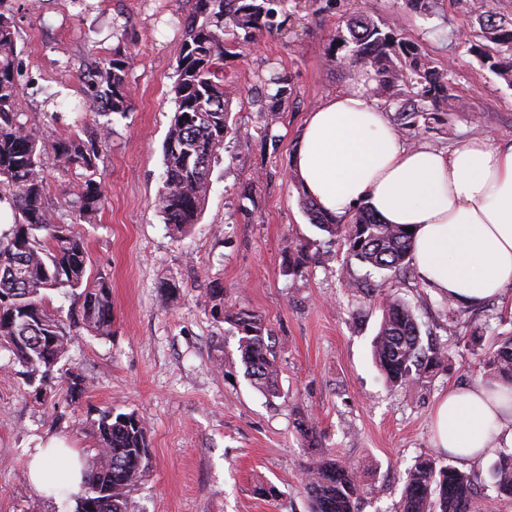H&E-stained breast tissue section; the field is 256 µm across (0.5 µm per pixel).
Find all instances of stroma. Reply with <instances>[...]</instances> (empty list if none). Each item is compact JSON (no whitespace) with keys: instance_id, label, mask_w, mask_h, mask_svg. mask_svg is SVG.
Here are the masks:
<instances>
[{"instance_id":"35a3bbf8","label":"stroma","mask_w":512,"mask_h":512,"mask_svg":"<svg viewBox=\"0 0 512 512\" xmlns=\"http://www.w3.org/2000/svg\"><path fill=\"white\" fill-rule=\"evenodd\" d=\"M471 2L434 0L424 12L413 0H289L285 30L224 61L228 132L199 220L178 238L155 199L175 110L179 22L195 0H0L17 31L23 119L45 132V146L78 118L70 106L84 98L99 59L118 47L134 54L131 108L113 115L97 162L104 208L74 222L75 175L46 169L48 201L84 239L88 275H109L112 334L79 329L40 392L0 347V512H75L77 498L61 491L57 471L37 487L28 462L39 444L60 437L92 463L95 422L106 409L136 413L148 427L151 466L130 494L131 512H310L302 415L324 452L358 466L361 512H394L404 470L436 451L434 404L450 387L482 383L486 348L512 334V291L481 307H452L418 277L347 260L345 246L311 224L291 159L307 112L346 85L344 65L327 62L328 38L354 15L422 46L469 106L405 130L408 144L511 139L512 87L471 50L480 32ZM274 72L290 95L269 126L254 95ZM245 138L249 147H240ZM300 251L308 261L295 276L288 260ZM216 285L224 290L218 309L208 300ZM385 292L416 305L423 336L448 349L434 375L404 387H387L372 359ZM239 310L268 329L277 397L255 388L241 362L225 318ZM72 374L86 379L76 401ZM260 487L268 496L257 495Z\"/></svg>"}]
</instances>
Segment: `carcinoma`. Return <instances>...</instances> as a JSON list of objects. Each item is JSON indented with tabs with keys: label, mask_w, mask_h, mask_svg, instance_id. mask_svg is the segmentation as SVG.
Instances as JSON below:
<instances>
[{
	"label": "carcinoma",
	"mask_w": 512,
	"mask_h": 512,
	"mask_svg": "<svg viewBox=\"0 0 512 512\" xmlns=\"http://www.w3.org/2000/svg\"><path fill=\"white\" fill-rule=\"evenodd\" d=\"M285 0H196L195 13L184 21L174 94L175 111L164 143V181L156 207L167 224L181 233L196 223L209 186V168L224 146L229 112L224 104V56L234 45L230 33L246 43L260 34L283 28ZM481 41L471 50L512 86V20L500 16L496 3L473 0ZM374 71L376 93L394 105L398 128L416 126L422 118L439 122L463 109L449 93L447 74L431 66L422 50L397 38L371 17H355L346 32L330 40L328 62L338 52ZM132 53L117 49L100 60L92 95L75 105L88 111L101 105L106 118L99 131L86 138L73 132L58 137L54 161L70 171L80 169L71 203L72 216L86 219L103 204L96 180V160L102 136L109 133L113 114L130 108L126 73ZM16 32L12 18L0 12V205L16 216L0 235V344L8 346L13 362L31 384L51 383L58 364L82 326L96 336L112 335V290L107 274L86 278L87 251L70 226L57 221L47 202L44 176L47 155L44 134L21 121L23 92L17 79ZM288 87L271 74L257 95L267 124L275 121ZM312 224L347 246L348 258L396 277L410 273L413 234L406 227L385 224L367 206L359 207L348 224L324 216L309 198L302 200ZM65 290L74 297L77 317L61 319L46 303L47 292ZM382 319L372 340L375 363L384 381L404 386L442 366L448 355L440 348L424 349L416 306L388 294L381 301ZM239 335L240 357L247 374L263 393L279 392L277 366L262 319L248 311L227 315ZM484 383L512 381V335L485 353ZM97 455L78 498L77 512H129L130 492L149 469V439L144 421L135 413L99 414ZM453 455L418 458L405 471L404 489L395 512H475L478 482L485 480L497 495L512 498V448H502L486 477L453 465ZM311 512H360L362 497L357 468L319 454L305 468Z\"/></svg>",
	"instance_id": "carcinoma-1"
}]
</instances>
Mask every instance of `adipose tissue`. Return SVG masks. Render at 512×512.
Segmentation results:
<instances>
[{
  "label": "adipose tissue",
  "mask_w": 512,
  "mask_h": 512,
  "mask_svg": "<svg viewBox=\"0 0 512 512\" xmlns=\"http://www.w3.org/2000/svg\"><path fill=\"white\" fill-rule=\"evenodd\" d=\"M344 90L308 112L292 167L323 214L347 222L366 204L385 223L414 229L421 281L451 304L475 305L512 289V140L472 137L448 150L410 146L376 95L372 70L351 64ZM436 447L473 464L512 447V384L452 388L432 411ZM80 486L77 452L52 438L35 448L34 483L47 466Z\"/></svg>",
  "instance_id": "obj_1"
}]
</instances>
